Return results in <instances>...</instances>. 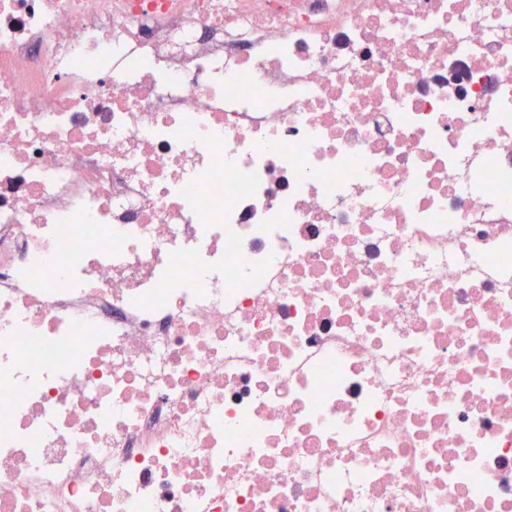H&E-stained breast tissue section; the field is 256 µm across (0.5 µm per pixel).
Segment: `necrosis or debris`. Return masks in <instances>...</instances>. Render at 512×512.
Instances as JSON below:
<instances>
[{"label": "necrosis or debris", "instance_id": "obj_1", "mask_svg": "<svg viewBox=\"0 0 512 512\" xmlns=\"http://www.w3.org/2000/svg\"><path fill=\"white\" fill-rule=\"evenodd\" d=\"M0 512H512V0H0Z\"/></svg>", "mask_w": 512, "mask_h": 512}]
</instances>
